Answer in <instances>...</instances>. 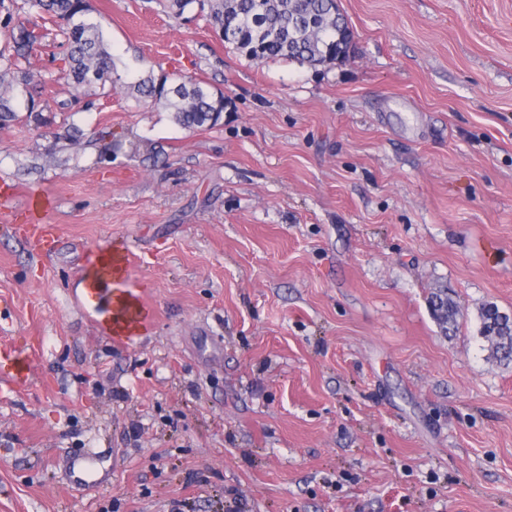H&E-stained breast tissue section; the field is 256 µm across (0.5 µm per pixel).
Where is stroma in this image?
Instances as JSON below:
<instances>
[{"instance_id": "obj_1", "label": "stroma", "mask_w": 512, "mask_h": 512, "mask_svg": "<svg viewBox=\"0 0 512 512\" xmlns=\"http://www.w3.org/2000/svg\"><path fill=\"white\" fill-rule=\"evenodd\" d=\"M90 3L119 81L67 83L42 15L45 110L16 88L0 126V354L31 366L0 377V512H512V362L479 320L512 314V0H338L353 42L316 67ZM148 73L222 91L221 119L136 101ZM132 296L148 328L119 340ZM430 303L437 321L447 329L446 325L452 322L455 316L452 302L448 299V296L440 290L432 294Z\"/></svg>"}]
</instances>
